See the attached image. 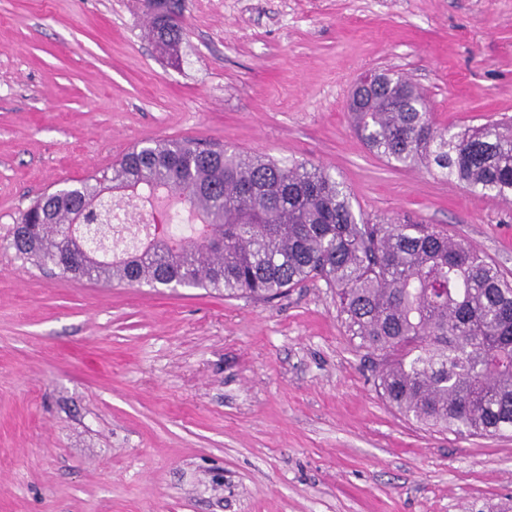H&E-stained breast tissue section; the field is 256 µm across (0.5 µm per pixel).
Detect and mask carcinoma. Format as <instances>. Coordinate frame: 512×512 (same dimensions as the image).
I'll list each match as a JSON object with an SVG mask.
<instances>
[{
  "mask_svg": "<svg viewBox=\"0 0 512 512\" xmlns=\"http://www.w3.org/2000/svg\"><path fill=\"white\" fill-rule=\"evenodd\" d=\"M150 33L167 55L183 40L184 0H167ZM357 133L395 166L435 167L472 191L512 200V127L450 133L403 76L350 100ZM165 202L189 227L172 242L134 220L91 243L90 209L138 217ZM10 246L38 268L66 250L61 274L152 287L172 282L271 298L311 280L336 289L348 335L384 353L374 385L430 427L495 437L512 429V283L473 247L433 224L356 217L343 182L304 162L193 140H153L111 170L41 194L11 228Z\"/></svg>",
  "mask_w": 512,
  "mask_h": 512,
  "instance_id": "obj_1",
  "label": "carcinoma"
}]
</instances>
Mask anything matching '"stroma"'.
Returning a JSON list of instances; mask_svg holds the SVG:
<instances>
[{"label": "stroma", "instance_id": "obj_1", "mask_svg": "<svg viewBox=\"0 0 512 512\" xmlns=\"http://www.w3.org/2000/svg\"><path fill=\"white\" fill-rule=\"evenodd\" d=\"M184 24L171 59L137 0H0V512H512V432L387 404L324 282L93 284L7 241L42 193L197 139L322 168L363 219L436 225L512 280V204L392 167L348 108L387 71L439 127L512 124V0H185Z\"/></svg>", "mask_w": 512, "mask_h": 512}]
</instances>
